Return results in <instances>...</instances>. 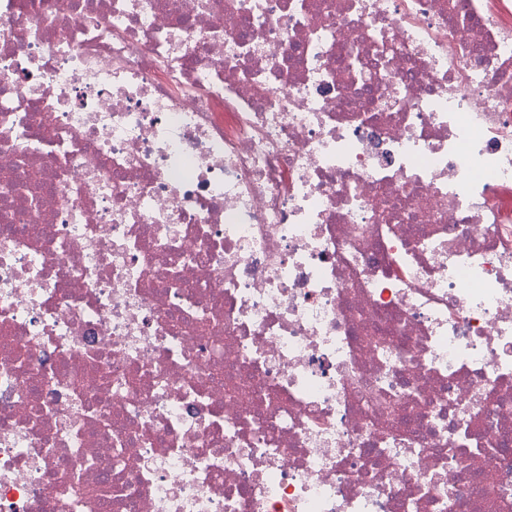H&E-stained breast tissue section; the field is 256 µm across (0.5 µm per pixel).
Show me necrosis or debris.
<instances>
[{"instance_id": "obj_1", "label": "necrosis or debris", "mask_w": 512, "mask_h": 512, "mask_svg": "<svg viewBox=\"0 0 512 512\" xmlns=\"http://www.w3.org/2000/svg\"><path fill=\"white\" fill-rule=\"evenodd\" d=\"M512 0H0V512H512Z\"/></svg>"}]
</instances>
